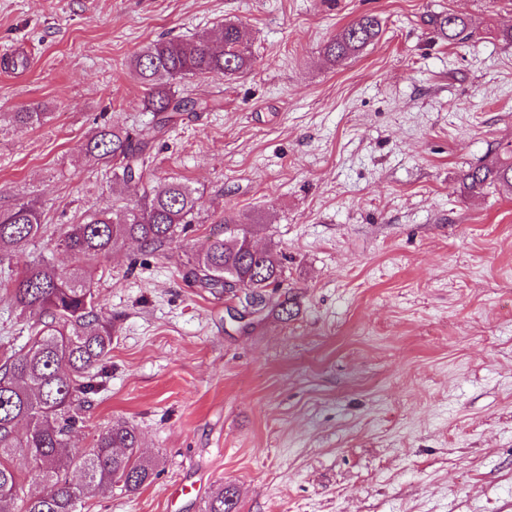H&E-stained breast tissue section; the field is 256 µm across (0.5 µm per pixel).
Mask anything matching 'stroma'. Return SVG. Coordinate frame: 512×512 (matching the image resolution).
<instances>
[{
  "label": "stroma",
  "instance_id": "35a3bbf8",
  "mask_svg": "<svg viewBox=\"0 0 512 512\" xmlns=\"http://www.w3.org/2000/svg\"><path fill=\"white\" fill-rule=\"evenodd\" d=\"M478 24L433 37L428 15ZM377 43L333 66L320 53L359 15ZM245 23L252 69L190 76L216 96L152 145L156 180L201 198L186 237L92 262L116 332L103 386L71 436L121 419L156 459L153 482L78 512H201L219 487L236 512H512V194L462 174L512 149V0H0V208L35 205L26 252L58 267L67 224L122 208L88 162L111 120L146 124L134 53L160 38ZM45 113L18 129L15 112ZM284 266L290 319L231 321L237 299L195 287L187 258L225 213ZM0 268V345L28 340Z\"/></svg>",
  "mask_w": 512,
  "mask_h": 512
}]
</instances>
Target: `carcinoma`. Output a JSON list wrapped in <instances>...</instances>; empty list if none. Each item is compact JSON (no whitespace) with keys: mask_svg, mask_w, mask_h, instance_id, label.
Returning <instances> with one entry per match:
<instances>
[{"mask_svg":"<svg viewBox=\"0 0 512 512\" xmlns=\"http://www.w3.org/2000/svg\"><path fill=\"white\" fill-rule=\"evenodd\" d=\"M427 25L448 43L469 39L473 30L469 19L449 11L428 15ZM381 34L379 17L366 13L327 40L323 55L335 65L361 54ZM217 41L216 47L204 39H161L140 50L130 61V73L147 91L142 106L152 119L135 134L115 123L101 127L85 145L88 160L112 164L116 183L148 181L149 149L174 115L207 112L220 104L215 98L179 94L172 85L190 75L234 78L252 65L243 24L225 22ZM45 118L44 112L15 113L21 130ZM462 184L471 193L497 185L512 192V155L469 168ZM199 206L200 197L188 184L159 181L121 210L66 225L57 246L73 259L69 268L58 269L42 258L11 271L15 307L34 322L25 346L0 352V512H76L88 495L112 487L136 494L153 481L156 463L142 456L140 436L126 421L112 422L87 448H69L89 395L98 391L94 370L112 350V319L98 310L87 263L109 257L130 240L147 250L173 242L192 230ZM42 229L33 205L0 209V260L24 251ZM187 277L199 288L240 292L260 312L272 306L290 315L288 300L275 302L268 292L283 283L281 264L251 244L233 215L224 216V229L191 259ZM27 483L34 489L26 490ZM236 504L232 489L222 486L203 512H235Z\"/></svg>","mask_w":512,"mask_h":512,"instance_id":"1","label":"carcinoma"}]
</instances>
